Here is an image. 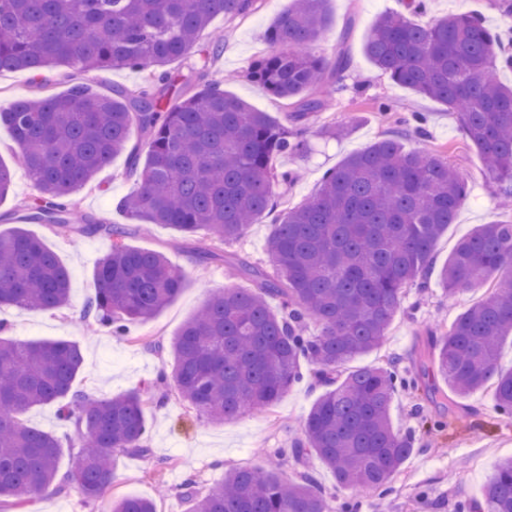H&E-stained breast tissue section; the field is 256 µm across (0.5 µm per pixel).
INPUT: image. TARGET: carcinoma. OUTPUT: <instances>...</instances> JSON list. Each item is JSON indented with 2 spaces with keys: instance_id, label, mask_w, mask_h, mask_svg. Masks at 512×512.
Instances as JSON below:
<instances>
[{
  "instance_id": "carcinoma-1",
  "label": "carcinoma",
  "mask_w": 512,
  "mask_h": 512,
  "mask_svg": "<svg viewBox=\"0 0 512 512\" xmlns=\"http://www.w3.org/2000/svg\"><path fill=\"white\" fill-rule=\"evenodd\" d=\"M260 0H0V72L38 75L66 67L83 73L129 68L144 74L133 91L98 94L83 82L67 93L22 98L7 111L19 148L16 160L39 193L25 204L20 225L0 232V305L60 309L69 301V272L22 224H49L67 235L112 240L94 271L95 295L83 320L115 334L168 306L186 273L154 250L122 240L138 226L74 216L69 197L118 155L136 177L119 208L142 224H164L187 236L200 232L221 243L271 218L270 267L247 259L235 274L251 288L210 294L173 338V381L201 416L213 423L272 407L314 367L326 386L291 443L298 469H237L206 493L188 477L180 488L187 512H334L310 462H321L336 483L359 491L383 488L416 448L410 431L394 429L390 402L419 375L394 357L386 368H362L345 378L338 368L379 348L405 291L429 279L455 299L490 283L495 292L466 308L445 331H427L418 351L448 391V402L493 387L499 412L512 416V371L498 367L501 343L512 336V221L474 229L434 263L439 237L455 223L468 195L463 172L421 141L427 117L412 113L405 135L382 138L328 169L305 203L276 213V183L291 184L296 169L280 158L309 151L303 134L343 88L352 66L344 42L330 56L314 52L328 30L330 0H293L265 29L273 50L255 60L251 78L289 102L291 126L273 120L222 88L204 67L188 76L165 66L196 54L213 62L221 38L201 44L215 16L246 17ZM424 0L407 12L379 15L365 41L369 59L393 82L456 115L483 161L484 171L512 196V86L497 72L512 64L505 29H492L462 9L430 22ZM183 87L170 93L176 80ZM137 129L146 151L131 144ZM418 141L406 147L409 140ZM275 299L274 310L269 300ZM320 326L310 335L309 323ZM83 358L67 340L18 342L0 337V498L27 505L76 478L88 499L103 496L118 454L147 457L145 407L161 401L156 384L95 398L77 380ZM56 403L75 428L76 474L61 472L59 439L29 426L33 407ZM458 512H512V458L502 459L481 497ZM112 512H156L151 499L124 497Z\"/></svg>"
}]
</instances>
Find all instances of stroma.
<instances>
[{
    "label": "stroma",
    "mask_w": 512,
    "mask_h": 512,
    "mask_svg": "<svg viewBox=\"0 0 512 512\" xmlns=\"http://www.w3.org/2000/svg\"><path fill=\"white\" fill-rule=\"evenodd\" d=\"M291 2L262 0L259 10L252 15L231 21L219 15L211 24L212 30L224 36V51L212 69L213 74L223 79L228 93L280 121L286 118V108L251 80L249 69L256 59L270 52L262 34L275 17L287 11ZM405 5V0H332V24L321 50L331 53L334 44L346 41L352 67L343 90L334 94L331 108L323 112L322 121L328 125H350L351 131L344 139L325 132L309 134L308 154L282 161L283 167L299 168L300 178L291 185H275L274 192L279 209L301 205L315 194L324 171L390 131L401 129V119L408 113H429L431 136L427 147L462 165L469 184V194L455 223L436 243L434 260L440 265L475 226L497 219L512 221V212L498 210L500 185L483 173L478 155L469 146L454 114L441 104L393 83L365 55L364 44L377 16L387 11H404ZM461 8L479 14L489 27L503 25L497 0H428L427 15L440 18ZM77 79V74L64 67L38 77L23 71L2 72L0 108L8 109L25 97L65 93ZM381 100L391 104V111H378L376 104ZM16 151L10 129L1 125L0 160L11 165L13 172L12 188L0 199V231L4 233L17 225L21 208L38 193L24 168L15 164ZM133 185L127 160L121 155L90 185L73 195L72 200L78 210L93 219L125 224L129 218L118 203ZM28 230L68 269L69 305L59 310L4 305L0 307V324L6 326L7 337L19 341H77L84 357L85 389L98 397H110L154 380L159 371H172L174 360L168 346L209 293L248 287V280L233 273L237 260L245 257L268 265L267 241L272 226L251 225L241 239L216 245L204 235L187 237L163 224L152 225L148 234L125 238L128 247L164 252L172 265L185 271L186 279L171 304L148 321L128 323L122 336L113 335L104 326L87 332L79 318L95 292L93 272L98 260L111 250V240L69 236L45 224L29 225ZM210 245L221 253V260L201 262L198 247ZM489 293V288H477L452 302L444 297L436 281L423 294L414 288L407 289L382 347L341 367L340 372L345 375L362 367L387 366L391 357L398 356L405 366L424 375L419 390L396 392L390 405L394 426L415 429L419 448L391 478L390 493L381 496L372 492L361 497L360 512H455L459 500L480 497L495 464L512 456V420L498 415L492 388L474 393L457 408H449L435 393L436 388L442 387V379L425 375L424 364L415 356L427 330H446L466 307ZM302 374V380L271 409L250 411L223 424L208 422L182 400L173 384H166L164 401L146 410L150 456L117 455L115 479L105 497L85 501L73 482L65 493L43 494L21 509L2 503L0 512H111L113 500L128 496L155 500L157 512H185L179 493L188 476H195L199 490L205 492L229 471L264 466L270 449L290 447L323 391L314 379L312 366L303 365Z\"/></svg>",
    "instance_id": "stroma-1"
}]
</instances>
